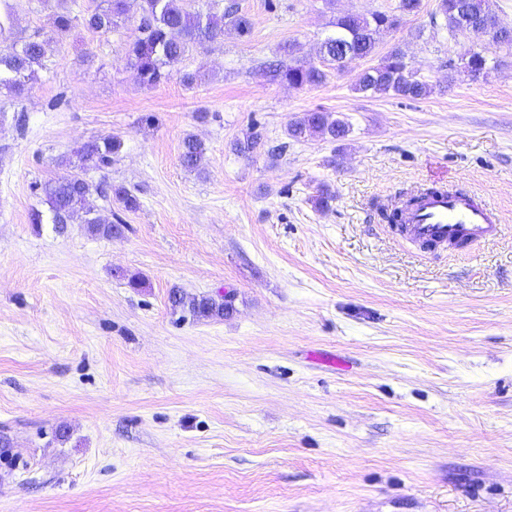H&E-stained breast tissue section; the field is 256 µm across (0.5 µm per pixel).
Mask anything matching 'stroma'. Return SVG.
<instances>
[{"mask_svg": "<svg viewBox=\"0 0 512 512\" xmlns=\"http://www.w3.org/2000/svg\"><path fill=\"white\" fill-rule=\"evenodd\" d=\"M232 2L251 29L194 50L193 88L139 83L129 0L0 97V512H512V50L452 80L475 41L434 26L438 0ZM375 10L401 17L378 54L401 48L430 96L355 92L363 60L312 87L266 76L290 43L321 65L336 18ZM317 109L348 135L289 139ZM253 131L263 148L236 153ZM104 135L123 147L89 181L140 201H99L120 234L32 223L38 185ZM432 171L491 201L502 236L423 252L379 220ZM175 287L231 306L196 319ZM208 148L206 144L194 136L183 140L180 161L190 171H202L207 162Z\"/></svg>", "mask_w": 512, "mask_h": 512, "instance_id": "stroma-1", "label": "stroma"}]
</instances>
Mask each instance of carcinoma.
I'll use <instances>...</instances> for the list:
<instances>
[{
	"label": "carcinoma",
	"mask_w": 512,
	"mask_h": 512,
	"mask_svg": "<svg viewBox=\"0 0 512 512\" xmlns=\"http://www.w3.org/2000/svg\"><path fill=\"white\" fill-rule=\"evenodd\" d=\"M60 6L50 18L47 32L37 31L25 35L15 29L12 0H0V94L18 99L38 81L40 72L46 69L47 48L52 41L66 39L74 28V22L82 20L92 33L106 35L126 20L127 0H103V4L88 9L82 16L73 14L68 0H58ZM220 0H141V17L134 37L127 44L130 66L136 70L141 84L153 87L177 76L185 86H193L200 77L199 71L190 70L183 63L193 50L205 43L224 37V26L231 24L239 33L250 28L249 19L238 13L231 4L218 10ZM439 13L445 21L448 38L456 37L460 19L500 22L493 10V0H439ZM400 19L382 12L368 16L345 14L336 18L335 34L352 42L356 59L372 57L376 53L374 34L382 27H397ZM486 48L473 53L469 66L463 72L472 81L479 80L483 72L496 68ZM270 76L295 87L318 86L328 74L314 65L305 66L296 61L287 65L278 63ZM353 88L371 97L387 95L405 99L424 98L432 93V86L415 75V67L406 61L405 54L394 49L382 56L377 64L361 70ZM349 125L333 119L322 110L303 113L291 121L287 135L295 141L321 137L330 141L341 140L348 135ZM123 146L117 136L93 138L74 148L61 163L68 166L70 177L48 181L41 187L44 202L51 214V221L58 232H64L66 224L74 218L81 219L87 233L93 237L110 238L119 233L120 225L102 218L94 203V193L112 197L124 210L136 211L138 198L122 186L110 189L96 188L86 179L88 172L102 170L112 164V156ZM208 147L200 139L188 136L183 140L180 161L190 171L205 169ZM176 307H189L199 318H224L229 303H218L211 297L186 296L178 289L171 291Z\"/></svg>",
	"instance_id": "1"
}]
</instances>
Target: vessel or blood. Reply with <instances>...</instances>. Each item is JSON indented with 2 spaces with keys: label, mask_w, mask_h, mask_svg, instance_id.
<instances>
[{
  "label": "vessel or blood",
  "mask_w": 512,
  "mask_h": 512,
  "mask_svg": "<svg viewBox=\"0 0 512 512\" xmlns=\"http://www.w3.org/2000/svg\"><path fill=\"white\" fill-rule=\"evenodd\" d=\"M428 189L420 191L413 205L402 213L404 233L412 241L451 247L495 236L500 218L495 206L465 192L447 190L443 175L428 177Z\"/></svg>",
  "instance_id": "b4317fda"
}]
</instances>
